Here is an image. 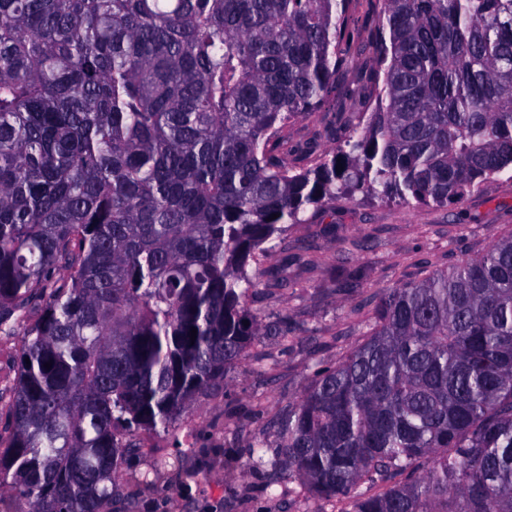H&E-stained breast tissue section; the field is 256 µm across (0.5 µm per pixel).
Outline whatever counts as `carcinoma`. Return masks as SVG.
<instances>
[{
    "label": "carcinoma",
    "instance_id": "cac0c4a2",
    "mask_svg": "<svg viewBox=\"0 0 512 512\" xmlns=\"http://www.w3.org/2000/svg\"><path fill=\"white\" fill-rule=\"evenodd\" d=\"M353 2L0 0V334L43 298L0 488L30 512H111L119 431L188 413L264 335L260 279L313 264L278 248L301 214L512 171V0H379L354 28ZM324 107L339 145L289 149ZM274 437L253 463L346 512H512V235L383 289Z\"/></svg>",
    "mask_w": 512,
    "mask_h": 512
}]
</instances>
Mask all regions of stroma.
<instances>
[{
  "label": "stroma",
  "instance_id": "1",
  "mask_svg": "<svg viewBox=\"0 0 512 512\" xmlns=\"http://www.w3.org/2000/svg\"><path fill=\"white\" fill-rule=\"evenodd\" d=\"M333 230L318 217L289 228V252L318 259L296 271L300 285L260 287L248 303L268 333L199 392L166 432L125 433L130 444L112 512H344L282 469L256 467L249 445L272 434L319 369L360 344L383 288L420 281L512 235V174L487 180L461 201L419 205L358 193L337 199ZM366 270L356 287L337 289L340 266ZM288 335L275 336L280 320Z\"/></svg>",
  "mask_w": 512,
  "mask_h": 512
}]
</instances>
